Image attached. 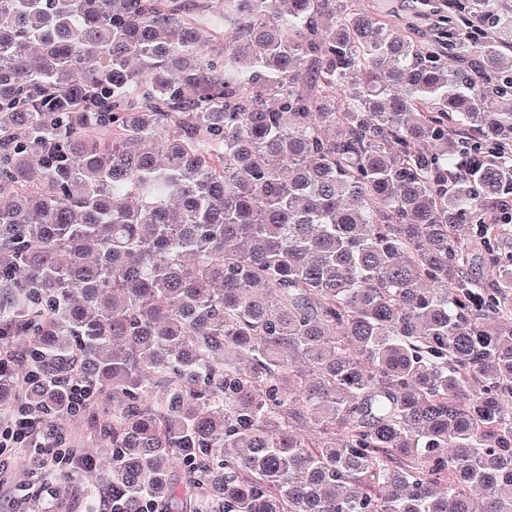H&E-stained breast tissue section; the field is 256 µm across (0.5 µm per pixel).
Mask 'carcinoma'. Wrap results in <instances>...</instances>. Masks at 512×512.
Masks as SVG:
<instances>
[{
    "instance_id": "carcinoma-1",
    "label": "carcinoma",
    "mask_w": 512,
    "mask_h": 512,
    "mask_svg": "<svg viewBox=\"0 0 512 512\" xmlns=\"http://www.w3.org/2000/svg\"><path fill=\"white\" fill-rule=\"evenodd\" d=\"M215 2L0 0V411L117 512H512V11ZM399 13L403 18L397 14L396 15L399 20L393 18L398 29L403 30L406 27H410L411 32L413 33L412 36L423 43H427L433 38V34L437 27V18L435 16L429 14L420 15L413 19L408 17V19H406L404 12ZM407 22H409V24Z\"/></svg>"
}]
</instances>
